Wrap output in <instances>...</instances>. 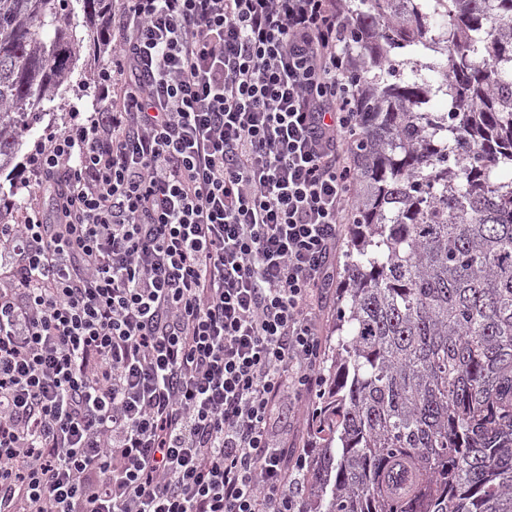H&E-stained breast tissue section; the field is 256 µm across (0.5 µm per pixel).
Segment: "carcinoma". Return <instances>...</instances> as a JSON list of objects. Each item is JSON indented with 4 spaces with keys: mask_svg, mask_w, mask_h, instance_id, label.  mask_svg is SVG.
<instances>
[{
    "mask_svg": "<svg viewBox=\"0 0 512 512\" xmlns=\"http://www.w3.org/2000/svg\"><path fill=\"white\" fill-rule=\"evenodd\" d=\"M61 2L0 0V172L78 59ZM336 2L361 128L303 512H512V0Z\"/></svg>",
    "mask_w": 512,
    "mask_h": 512,
    "instance_id": "1",
    "label": "carcinoma"
}]
</instances>
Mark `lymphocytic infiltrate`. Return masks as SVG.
I'll return each instance as SVG.
<instances>
[{
	"label": "lymphocytic infiltrate",
	"instance_id": "lymphocytic-infiltrate-1",
	"mask_svg": "<svg viewBox=\"0 0 512 512\" xmlns=\"http://www.w3.org/2000/svg\"><path fill=\"white\" fill-rule=\"evenodd\" d=\"M95 117L0 224V512H302L350 209L335 0H121Z\"/></svg>",
	"mask_w": 512,
	"mask_h": 512
}]
</instances>
